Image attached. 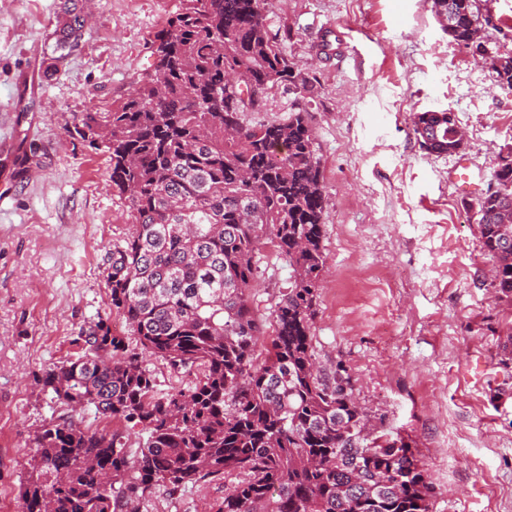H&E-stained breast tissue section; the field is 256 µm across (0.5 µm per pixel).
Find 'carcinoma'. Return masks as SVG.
<instances>
[{
    "label": "carcinoma",
    "mask_w": 512,
    "mask_h": 512,
    "mask_svg": "<svg viewBox=\"0 0 512 512\" xmlns=\"http://www.w3.org/2000/svg\"><path fill=\"white\" fill-rule=\"evenodd\" d=\"M482 0H433L450 41L483 27ZM267 0H185L155 35L152 70L106 112H83L68 137L108 155L112 190L134 224L112 249L110 309L75 342L83 354L46 372L61 414L35 434L25 512H138L153 491L224 482L217 512H431L432 485L411 444L370 425L341 366L315 355L314 305L325 265V190L310 113L250 127L247 106L295 83L266 23ZM58 18L60 43L82 27ZM496 82L512 87V54ZM452 112H419L412 134L430 154L459 148ZM481 194L477 228L496 298L512 302V154ZM270 244L294 281L271 313L250 305L255 258ZM194 376L161 392L146 362ZM94 407L122 431L92 432ZM146 435L126 451L135 429Z\"/></svg>",
    "instance_id": "carcinoma-1"
}]
</instances>
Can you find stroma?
<instances>
[{"mask_svg":"<svg viewBox=\"0 0 512 512\" xmlns=\"http://www.w3.org/2000/svg\"><path fill=\"white\" fill-rule=\"evenodd\" d=\"M85 17L51 60L56 18ZM182 0H0V512H23L33 438L60 409L42 383L76 357L109 306L108 257L133 230L110 162L67 135L149 70L151 45ZM266 20L297 85L270 88L245 125L287 120L303 99L326 195V264L314 306L316 356L346 368L371 425L409 441L433 483V512H512V383L499 366L512 303L490 295L468 203L512 143V88L451 43L430 0H268ZM454 112L451 155L422 150L411 116ZM477 179L464 192L457 163ZM276 252L256 257L251 304L264 326L293 282ZM218 484L157 488L140 512H215Z\"/></svg>","mask_w":512,"mask_h":512,"instance_id":"obj_1","label":"stroma"}]
</instances>
